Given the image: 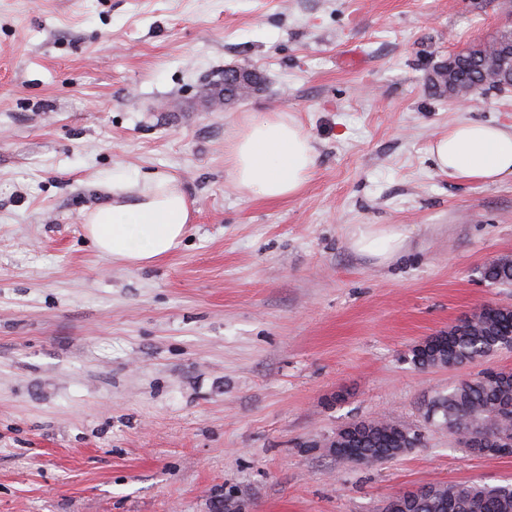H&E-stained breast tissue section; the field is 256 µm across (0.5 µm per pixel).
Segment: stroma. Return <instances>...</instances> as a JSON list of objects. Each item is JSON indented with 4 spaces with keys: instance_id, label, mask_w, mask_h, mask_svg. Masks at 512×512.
Wrapping results in <instances>:
<instances>
[{
    "instance_id": "stroma-1",
    "label": "stroma",
    "mask_w": 512,
    "mask_h": 512,
    "mask_svg": "<svg viewBox=\"0 0 512 512\" xmlns=\"http://www.w3.org/2000/svg\"><path fill=\"white\" fill-rule=\"evenodd\" d=\"M506 20L501 0H0V512H378L424 484L512 483L431 425L435 392L481 364L418 369L422 339L512 287V183L435 168L463 121L512 125V90L468 106L426 78ZM228 66L258 94L207 100ZM251 112L312 139L304 188L229 184L224 145ZM174 175L181 245L134 267L99 254L85 212L101 173ZM399 224L388 261L357 228ZM386 417L420 447L376 465L330 449ZM483 278L492 285H512V259L501 257L489 262L484 267Z\"/></svg>"
}]
</instances>
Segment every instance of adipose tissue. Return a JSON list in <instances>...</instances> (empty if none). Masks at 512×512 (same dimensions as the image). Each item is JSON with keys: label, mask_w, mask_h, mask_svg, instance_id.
Instances as JSON below:
<instances>
[{"label": "adipose tissue", "mask_w": 512, "mask_h": 512, "mask_svg": "<svg viewBox=\"0 0 512 512\" xmlns=\"http://www.w3.org/2000/svg\"><path fill=\"white\" fill-rule=\"evenodd\" d=\"M429 152L438 171L465 182H512V127L461 122L437 137ZM317 153L302 126L284 112L249 115L229 140L224 165L229 181L246 197L279 200L309 180ZM106 198L84 215L88 237L102 255L142 266L183 240L192 204L176 177L158 174L138 182L115 171L99 180ZM394 225L363 228L352 246L386 261L403 246Z\"/></svg>", "instance_id": "adipose-tissue-1"}]
</instances>
